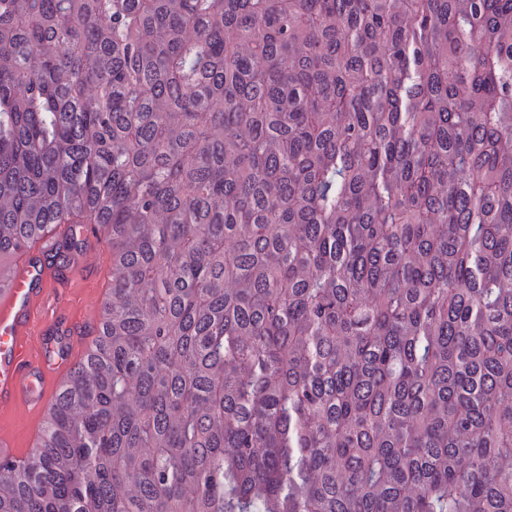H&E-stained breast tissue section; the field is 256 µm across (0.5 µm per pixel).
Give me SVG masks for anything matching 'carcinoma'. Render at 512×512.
Masks as SVG:
<instances>
[{
  "label": "carcinoma",
  "mask_w": 512,
  "mask_h": 512,
  "mask_svg": "<svg viewBox=\"0 0 512 512\" xmlns=\"http://www.w3.org/2000/svg\"><path fill=\"white\" fill-rule=\"evenodd\" d=\"M100 228L0 512H512V0H0V276ZM98 242L100 246L98 252L104 266V276L102 277V280L98 279V283L78 280L73 285V288H69V295L73 298L76 306H89L94 309V319L90 328L94 327L97 324L105 289L103 288V283L106 279L107 273L110 268L109 246L103 238H100V241Z\"/></svg>",
  "instance_id": "obj_1"
}]
</instances>
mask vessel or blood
Listing matches in <instances>:
<instances>
[{
    "label": "vessel or blood",
    "instance_id": "vessel-or-blood-1",
    "mask_svg": "<svg viewBox=\"0 0 512 512\" xmlns=\"http://www.w3.org/2000/svg\"><path fill=\"white\" fill-rule=\"evenodd\" d=\"M95 252L90 245L77 260L48 265L33 261L28 252L17 256L15 273L0 291V416L20 405L41 411L50 385L61 383L74 349L87 339L84 320L61 289ZM39 436V426H32L21 448L0 431V460L24 461Z\"/></svg>",
    "mask_w": 512,
    "mask_h": 512
}]
</instances>
